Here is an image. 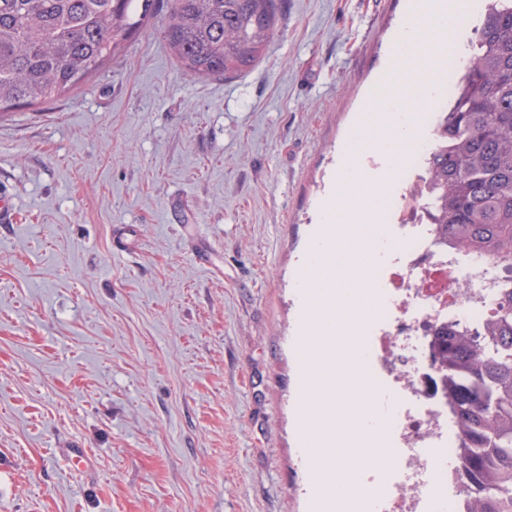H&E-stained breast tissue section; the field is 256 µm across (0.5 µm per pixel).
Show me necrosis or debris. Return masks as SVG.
I'll return each mask as SVG.
<instances>
[{
    "mask_svg": "<svg viewBox=\"0 0 512 512\" xmlns=\"http://www.w3.org/2000/svg\"><path fill=\"white\" fill-rule=\"evenodd\" d=\"M388 213L396 258L380 262L374 274L383 314L354 339L374 408L390 429L386 477L373 485L370 505L378 512H460L467 499L448 479L458 434L448 425L444 373L431 339L449 323L485 333L503 289L512 288V271L437 241L424 202L403 201Z\"/></svg>",
    "mask_w": 512,
    "mask_h": 512,
    "instance_id": "4bbe7bcc",
    "label": "necrosis or debris"
}]
</instances>
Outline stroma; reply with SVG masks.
I'll return each instance as SVG.
<instances>
[{"instance_id":"35a3bbf8","label":"stroma","mask_w":512,"mask_h":512,"mask_svg":"<svg viewBox=\"0 0 512 512\" xmlns=\"http://www.w3.org/2000/svg\"><path fill=\"white\" fill-rule=\"evenodd\" d=\"M407 4L283 0L226 80L177 69L163 8L0 120V512H310L297 285Z\"/></svg>"}]
</instances>
